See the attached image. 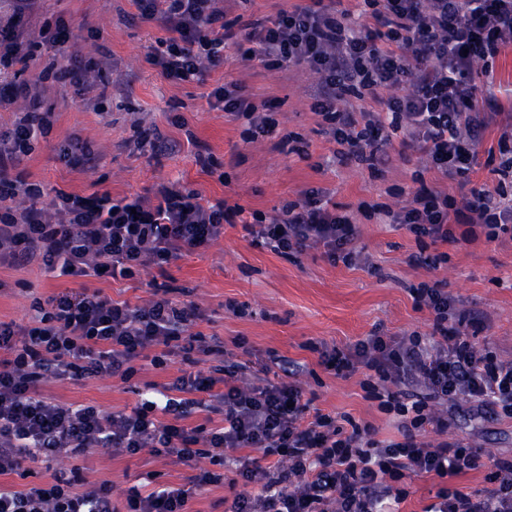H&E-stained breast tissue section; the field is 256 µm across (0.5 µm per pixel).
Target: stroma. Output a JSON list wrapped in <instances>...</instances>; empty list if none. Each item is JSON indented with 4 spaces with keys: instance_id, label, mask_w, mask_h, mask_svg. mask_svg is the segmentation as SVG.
<instances>
[{
    "instance_id": "stroma-1",
    "label": "stroma",
    "mask_w": 512,
    "mask_h": 512,
    "mask_svg": "<svg viewBox=\"0 0 512 512\" xmlns=\"http://www.w3.org/2000/svg\"><path fill=\"white\" fill-rule=\"evenodd\" d=\"M59 17L79 29L68 49L72 60L95 62L99 74L84 89L48 85L45 97L53 126L34 142L17 170L19 177L38 184L48 198L58 189L83 196L107 190L117 198L151 197L160 186L183 185L200 191L209 203L225 202L238 214L213 245L131 277L82 281L55 276L35 264L23 269L2 264L0 282L6 289L0 293L1 321L27 323L36 301L84 285L132 305L150 300L155 287L166 288L174 299L198 307L196 330L223 343L247 371L298 369L297 381L311 411L349 415L372 425L376 439L388 441L400 437L392 415L368 396L362 373L344 376L325 370L319 363L322 346L344 349L375 332L430 335L432 317L415 304L411 290L441 281L460 307L485 313V322L469 330L473 341L512 360V237L490 242L481 235L424 248L406 229L372 214L377 205L405 206L423 184L454 198L462 194L458 181L439 178L420 155L402 147L400 136L391 140L388 161L372 169L352 156L335 155L322 117L311 110L317 75L302 66L268 70L231 47L224 52L223 68L206 83L166 79L146 61L150 46L166 32L160 24L141 21L134 0H37L27 26L36 29ZM473 80L479 97L495 95L511 111L512 48L502 49L487 72H475ZM230 81L271 112L277 122L273 136L244 142V121L210 107L211 90ZM148 128L165 136L164 147L138 145L141 131ZM74 136L97 153L96 169H74L59 161L60 145ZM499 136L497 127L486 131L469 185L499 186L512 196V184L501 182L497 172ZM201 153L210 157V168L199 165ZM312 188L321 191L330 210L357 224L354 246L364 262L335 264L319 249L286 258L245 231L254 213L273 214ZM420 251L443 260L434 266L410 265L409 256ZM180 367L181 356L173 353L160 367L141 360L138 373L126 382L65 378L48 381L40 391L75 408L92 405L127 413L162 390ZM448 435L499 457L512 455V420L473 416L464 399L448 414ZM25 468L26 475L0 477V485L15 490L45 485L74 470L83 488L111 483L118 512H123L129 489L178 488L193 474L164 457L116 455L108 448L63 460L39 456ZM483 485L480 472L462 478L414 476L397 510L423 512L443 486L475 490Z\"/></svg>"
}]
</instances>
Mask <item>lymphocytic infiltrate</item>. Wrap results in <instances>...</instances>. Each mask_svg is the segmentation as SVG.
Returning <instances> with one entry per match:
<instances>
[{
	"label": "lymphocytic infiltrate",
	"mask_w": 512,
	"mask_h": 512,
	"mask_svg": "<svg viewBox=\"0 0 512 512\" xmlns=\"http://www.w3.org/2000/svg\"><path fill=\"white\" fill-rule=\"evenodd\" d=\"M29 0H0V108L27 105L12 129L0 131V261L76 277H129L163 267L214 244L235 214L204 202L194 189L160 187L154 198L84 197L56 190L39 205L40 187L11 177L38 137L52 127L38 83L15 77L28 66L37 42L64 48L73 33L64 22L21 29ZM371 23L301 0L276 16L239 24L225 17L220 0H136L139 16L161 22L148 61L173 81H205L224 65L227 42L268 69L304 65L319 75L311 109L327 124L331 141L348 146L360 163L375 167L402 135L443 178L467 175L490 125H499L501 177L512 178V113L493 99H478V63L512 45V0H363ZM388 91L390 121L374 113L341 109L345 96ZM214 106L245 120L248 141L272 135L276 123L233 82L210 94ZM388 224L431 244L457 242L456 226L480 227L487 240L512 234V198L501 190H472L455 200L420 186L408 205L384 210ZM246 231L288 257L322 249L331 262L354 265L356 226L332 213L318 190L286 202L273 216L254 214ZM417 306L432 316L433 337L415 333L372 335L346 350L322 351L326 370L346 375L367 370L362 385L380 408L395 416L400 440L378 441L370 425H344L311 413L295 381L245 380L237 365L198 370L218 350L194 324L191 303L156 288L141 305L115 302L100 289L49 296L30 324L0 321V476L20 474L43 454L76 457L93 448L134 456L147 451L194 468L188 487L148 494L130 489L126 512H189L196 492L223 482L242 485L226 512H387L408 493L413 475L453 478L485 470L483 488L440 489L423 512H512V458H500L448 436V408L467 399L476 415L512 419V361L476 349L467 329L475 318L457 308L440 283L413 290ZM176 347L188 368L172 395L144 399L131 413L74 408L43 396L51 378L129 380L135 363L155 347ZM220 415V426L186 424L190 409ZM434 440H424L425 430ZM209 467H201V460ZM228 466L221 474L219 466ZM79 475L23 490L0 487V512H117L108 483L81 491ZM258 493H250V486Z\"/></svg>",
	"instance_id": "1"
}]
</instances>
